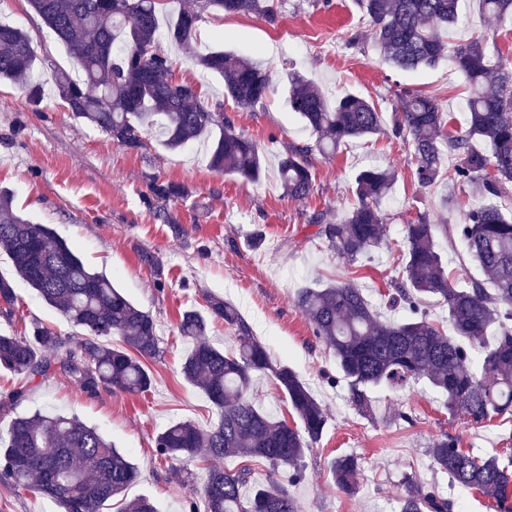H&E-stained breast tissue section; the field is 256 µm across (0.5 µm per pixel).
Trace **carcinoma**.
<instances>
[{
	"label": "carcinoma",
	"mask_w": 512,
	"mask_h": 512,
	"mask_svg": "<svg viewBox=\"0 0 512 512\" xmlns=\"http://www.w3.org/2000/svg\"><path fill=\"white\" fill-rule=\"evenodd\" d=\"M169 0H28L31 10L69 49L79 76L65 69L53 75L57 97L71 114L109 135L129 151L154 138L169 151L212 135L210 165L248 182L260 180L263 155L257 144L220 115L221 102L202 98L192 82L172 77L173 61L160 49L165 40L185 52L204 74L224 81V98L241 109L257 105L269 89L262 67L235 52L197 46L203 13L253 14L275 20V0H175L166 26L160 6ZM459 0H359L371 36L390 66L414 71L442 60L464 75L468 129L444 132L448 123L437 100L407 92L387 133L407 143L416 162L417 183L432 188L441 176L445 155L453 187L474 188L483 199L463 221L451 227L433 224L425 214L406 225L403 276L388 294L386 305L408 307L414 317L381 321L361 288L350 282L314 283L299 290L296 304L316 335L332 352L347 381L348 402L369 411V392L388 386L403 390L421 382L445 397L449 414L469 422L512 415V69L485 53L478 38L446 52L448 30L459 20ZM481 16L512 19V0H478ZM36 55L28 34L0 22V80L22 84L31 105L44 98L43 84L31 80ZM288 106L315 136L311 143H291L278 162L284 193L305 199L314 191L311 155H334L342 144L384 131L382 112L357 95L329 100L309 80L288 76ZM395 179L390 169H367L355 178V203L342 216L313 213L308 223L315 235L350 262L390 243L381 201ZM156 200L184 196L173 182H155ZM460 240L479 264L484 278L460 286L448 279L438 232ZM0 248L10 257L16 276L56 309L83 341L69 339L39 322L27 337L0 333V370L27 382L52 372L65 375L80 390L101 388L139 395L153 386L145 360L159 355L156 323L108 276L91 268L54 230L33 224L13 207L11 192L0 189ZM430 297L448 310L452 333L445 334L418 313ZM17 298L14 281L0 277V305ZM207 314L191 309L181 314L178 330L192 344L182 366L184 380L201 389L216 412L203 428L191 421L174 423L155 438L165 460L219 461L226 456L258 459L269 467L268 482L244 492L252 469L209 468L202 494L205 512H297L288 490L275 476L292 471L303 477L308 452L320 440L327 413L309 385L286 365L272 360L238 309L223 298L206 296ZM221 319L233 330L230 345L220 349L207 339L209 319ZM271 376L285 395L293 422L258 409L249 399L256 376ZM25 388L0 400V410H14ZM431 455L449 482L476 490L512 512V467L495 455L478 456L445 435ZM361 460L341 455L330 472L337 486L356 491ZM138 476L127 453L96 428L65 414L15 415L0 434V477L23 486L58 507V512H102ZM398 512H453V501L413 480L399 500Z\"/></svg>",
	"instance_id": "1"
}]
</instances>
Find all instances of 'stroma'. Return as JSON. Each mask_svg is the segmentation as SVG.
I'll return each mask as SVG.
<instances>
[{"label": "stroma", "mask_w": 512, "mask_h": 512, "mask_svg": "<svg viewBox=\"0 0 512 512\" xmlns=\"http://www.w3.org/2000/svg\"><path fill=\"white\" fill-rule=\"evenodd\" d=\"M460 2L462 20L451 29L450 43L485 36L488 53L511 66L512 22L484 19L476 0ZM278 13L277 22L270 24L252 14L208 12L198 25L201 44L251 57L269 73L270 92L251 111L237 110L225 99L221 78L201 73L177 48H165L175 80L194 82L204 97L222 100L225 116L258 144L265 168L254 184L211 169L203 142L169 151L151 141L139 151H128L74 118L53 93L32 106L20 85L0 83V188L12 192L19 214L53 228L87 264L106 273L153 317L160 349L148 362L153 387L139 396L105 388L91 395L60 374L29 383L23 376L1 372L0 397L24 385L28 396L21 412L79 416L138 467L139 478L125 499L147 497L158 512H189L190 503L201 500L207 464L189 463L193 481H178L179 461L160 459L155 437L179 421L205 427L215 419L205 395L181 375L190 344L178 333L181 313L205 310L206 295L214 294L238 308L273 359L307 382L327 412V425L305 459L302 480L287 486L297 512H398L409 476L453 498L455 512H495L478 492L451 486L430 448L447 434L478 455L512 453V416L480 424L451 417L443 397L422 383L399 391L374 390L372 414L358 412L346 399L347 383L334 356L295 303L300 288L312 282L350 279L374 302L382 319L399 320L400 312L386 309L382 295L402 274L397 246L406 224L421 213L435 224L460 223L478 204L477 194L468 187L456 190L454 206L441 208L446 183L421 188L412 175L408 144L384 133L354 140L332 157L313 155L314 192L309 198H288L278 177L286 145L312 139L288 108L290 73L311 80L328 97L352 93L373 101L386 120L403 91L433 96L448 113V129L455 134L466 129L464 79L445 63L415 71L390 67L375 41L360 36L367 25L357 0H280ZM0 21L28 32L38 56L35 71L44 80H51L54 68L72 67L66 46L27 0H0ZM369 165L396 172L381 205L391 246L351 264L315 237L308 219L317 210L343 215L355 201L351 187L356 173ZM156 179L185 188L184 197L164 204L175 225L164 224L143 203ZM257 229L265 242L254 248L249 238ZM146 251L157 256L158 267L142 261ZM16 289L12 312L0 308V332L24 336L31 323L39 322L68 336L72 344L81 342V333L24 282H17ZM344 454L362 459L358 490L351 496L336 488L329 471L331 460Z\"/></svg>", "instance_id": "stroma-1"}]
</instances>
